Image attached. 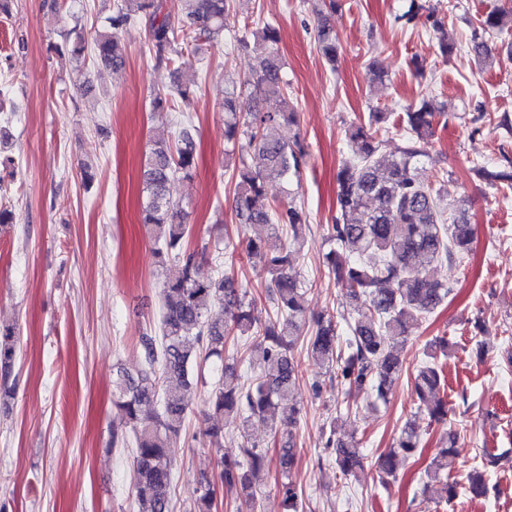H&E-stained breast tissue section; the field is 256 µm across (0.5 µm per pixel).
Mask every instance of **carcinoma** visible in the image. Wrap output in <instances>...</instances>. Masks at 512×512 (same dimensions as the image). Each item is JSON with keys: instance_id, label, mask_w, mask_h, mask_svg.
<instances>
[{"instance_id": "cac0c4a2", "label": "carcinoma", "mask_w": 512, "mask_h": 512, "mask_svg": "<svg viewBox=\"0 0 512 512\" xmlns=\"http://www.w3.org/2000/svg\"><path fill=\"white\" fill-rule=\"evenodd\" d=\"M232 0H184L185 16L172 21L163 13L162 0H114L112 15L95 33L91 44L79 39L68 48L78 60L93 52L98 72L116 73L126 65L120 34L127 25L143 22L149 32V50L155 62L169 69L171 89L149 99L152 112H165L178 98L189 99L196 82L189 78L193 59L203 47L224 34V16ZM411 3L402 15L412 23L420 18L434 28L442 26L436 11ZM485 31L512 28V12L494 9L481 17ZM277 31L264 24L261 42L255 44L257 65L239 87L224 93V125L227 140L238 147V162L232 173L235 215L252 228L245 250L266 258L269 275L267 295L275 316L262 321L255 315L254 302L234 275L203 276L205 252L187 248L192 232L186 213L170 193L174 178L191 176L195 166V138L190 127L176 135L158 131L145 153L142 182L143 224L149 229L165 270L160 317L161 342L149 339L145 362L148 369L136 375L117 368L113 405L134 433L135 504L137 512H171L174 445L188 414L186 392L198 378L201 355L223 361L222 375L208 395L211 415L222 421L208 430L210 442L220 447L224 427L236 425L242 440L239 458L221 457L218 477L201 475L194 512H212L217 491H236L249 509L255 508L252 479L268 463L264 446L249 438L252 421L265 424L278 442V432L298 424L299 411L283 407L296 389L298 375L293 363L295 348L307 344L313 360L333 371L336 383L351 389L368 386L376 399L385 403L402 372L394 349L407 339L409 329L429 318L451 294L452 288L432 280L425 266L433 262H459L474 239L475 228L467 221H450L438 203L434 180L425 175L420 157L423 144L433 133L436 113L429 101L414 103L400 116L409 142L385 160L378 157L379 135L386 130L389 112H370L367 120L353 124L349 138L360 145V153L344 161L338 174L335 222L328 226L333 248L326 254L329 271L345 288L349 301L351 336L341 341L335 316L314 318L315 329L306 327L307 288L293 273L295 244L306 225V214L294 202L306 151L298 139L285 142L270 129L297 123L290 104L284 63L275 50ZM317 47L331 63L339 52L333 28L323 23L316 31ZM276 98L279 109L247 114L240 99ZM502 169L483 167L481 177L493 184H512V160ZM277 181L283 200H269L266 186ZM224 305V317L212 310ZM240 336L248 341L247 359L257 369L248 384L236 365L224 362V340ZM18 339L17 327L0 323V401L13 397L12 379ZM448 340L432 341L425 349V362L414 378L418 398L434 404L427 407L430 418L447 415L445 403L436 399L445 381L438 353H447ZM457 433L448 432L447 445L440 448L425 471L424 486L450 473L455 465ZM420 445L417 431L405 427L393 448L377 462L381 480L395 477L398 456L407 457ZM326 448L340 472L353 477L362 468L359 443L338 439ZM469 493L485 497L490 489L481 472L470 477ZM285 512H303L305 502L298 488L281 485Z\"/></svg>"}]
</instances>
